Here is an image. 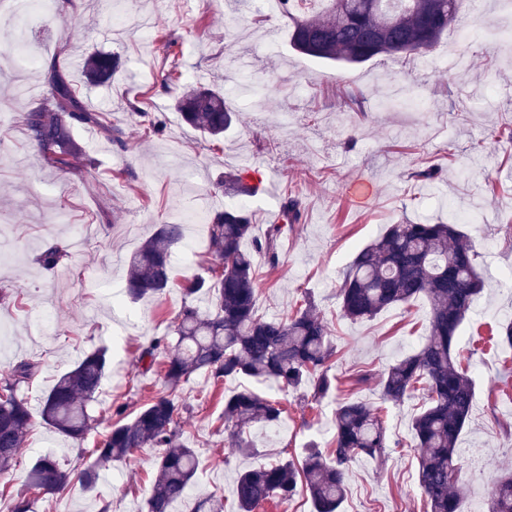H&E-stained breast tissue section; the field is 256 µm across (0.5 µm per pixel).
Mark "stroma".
<instances>
[{
  "label": "stroma",
  "mask_w": 512,
  "mask_h": 512,
  "mask_svg": "<svg viewBox=\"0 0 512 512\" xmlns=\"http://www.w3.org/2000/svg\"><path fill=\"white\" fill-rule=\"evenodd\" d=\"M252 0H73L58 14L32 10L0 13V377L21 359L42 369L27 398L34 416L0 512L23 488L43 454L72 467L95 447L112 422V406L141 404L163 385L161 373L138 362L154 339L170 333L183 305V285L212 263L206 225L183 224L186 213L224 206L218 183L225 173L251 171L257 192L248 203L255 231L279 218L289 194L302 219L282 243L270 268L262 256L256 307L268 318L291 314L310 296L328 322L336 355L334 397L300 406L277 392L287 408L272 428L254 426L255 453H231L224 441V397L240 380L214 382L195 375L179 396L190 407L182 440L199 457L197 482L179 512H194L199 498H224L237 512L238 471L278 459L302 460L308 447L329 448L338 400L379 409L397 445L385 461L359 457L349 466L339 512H427L418 486V450L412 419L427 391L395 405L383 400L378 376L416 351L429 332V303L417 298L370 320L339 315L337 289L357 252L394 221L448 222L469 215L462 231L478 254L491 288L476 302L457 338L456 355L475 383L473 409L460 439L458 478L467 500L487 499L494 481L512 472V347L497 343L500 324L512 320V48L474 41L455 48L446 33L436 49L461 52L465 68L437 69L424 57H377L339 67L293 51L280 13L250 26ZM178 37L189 85H262L263 94L232 105L238 122L218 142L182 122L155 59V36ZM97 53L119 57L112 82L84 86L86 104L111 111L122 128L115 143L93 127L75 139L84 155L74 172L49 166L30 140L23 115L46 97L44 73L62 66L82 84V65ZM151 91L162 136L145 135L129 103ZM93 165H86V158ZM436 164L439 180L419 178ZM182 224L192 258L172 249L174 282L159 295L117 304L110 291L124 285L129 258L159 224ZM67 247L53 270L38 262L52 242ZM107 348L112 361L99 396L89 407L94 422L83 442H66L40 417V401L57 376L86 353ZM155 451L113 463L94 489L72 484L39 496L35 512H142L150 496Z\"/></svg>",
  "instance_id": "35a3bbf8"
}]
</instances>
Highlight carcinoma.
<instances>
[{"label":"carcinoma","mask_w":512,"mask_h":512,"mask_svg":"<svg viewBox=\"0 0 512 512\" xmlns=\"http://www.w3.org/2000/svg\"><path fill=\"white\" fill-rule=\"evenodd\" d=\"M291 47L303 55L338 66L367 62L377 56H410L431 53L448 28L458 22L460 0H321L319 8L298 7L312 0H281ZM163 37L157 51L162 56L163 81L177 82L182 73L173 47ZM118 69V61L97 54L86 63L89 84H105ZM49 91L38 106L25 114L30 137L43 159L70 173L72 159L80 155L74 140L78 126L94 127L115 142L123 130L112 123L108 111H92L64 71L51 64L45 73ZM175 108L183 121L210 139L224 135L233 123L227 93L202 86L181 95ZM145 134L161 135L158 116L138 112ZM255 186L242 173L224 176V196H250ZM284 223L269 224L254 234L248 207L227 203L214 212L208 225L216 257L214 274L197 275L184 287V303L174 326L176 341L153 339L141 353L143 371L152 369L156 352L168 351L163 367L164 387L136 411L125 404L113 410L112 428L92 450L94 461L73 470L63 468L51 455L39 457L27 476V489L38 495L65 491L73 479L94 488L99 470L125 460L142 448H155L154 485L147 512H173L185 499L195 477L196 450L180 441L181 426L189 406L176 398V390L198 372L216 382L253 379L272 383L285 392L300 393L316 402L336 390L330 376L334 355L330 330L315 312L311 298L304 299L286 318H267L256 308L258 270L253 256L264 257L274 268L280 263V243L301 220L299 201L286 196L280 204ZM183 239L180 224H161L130 260L125 291L133 300L163 293L172 283L171 249ZM65 255L60 244L40 255L44 269H54ZM475 250L465 240L459 224L394 223L363 247L346 271L337 296L341 314L351 321L372 319L415 298L430 304L429 335L413 354L390 366L381 376L384 400L400 403L417 383L428 387V402L412 421L418 440L420 488L431 512H461L464 488L457 477L460 435L469 420L474 384L459 369L453 343L456 333L485 288L474 263ZM206 296L210 308L202 312L193 303ZM109 366L104 349L85 355L62 374L43 400L45 424L73 441L84 440L92 418L87 407L95 400ZM41 371V362L23 359L11 368L0 396V475L11 472L12 462L32 426V415L23 391ZM280 402L242 389L224 397V430L228 447L240 455L255 448L250 430L272 427L282 418ZM333 447L311 448L299 464L288 460L239 473L234 495L239 512H256L263 502L282 503L293 498L298 485L308 493L315 512H338L344 497L350 462L363 455L381 459L387 454L386 427L373 407L348 399L338 403ZM487 512H512V475L501 477L489 499Z\"/></svg>","instance_id":"1"}]
</instances>
